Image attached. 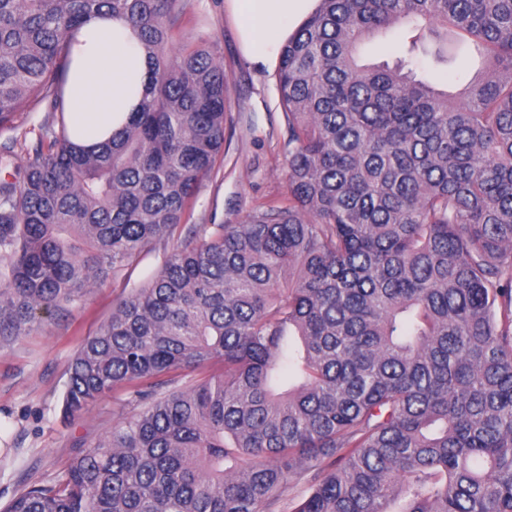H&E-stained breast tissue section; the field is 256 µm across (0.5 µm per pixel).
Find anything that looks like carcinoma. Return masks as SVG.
I'll list each match as a JSON object with an SVG mask.
<instances>
[{
  "label": "carcinoma",
  "instance_id": "cac0c4a2",
  "mask_svg": "<svg viewBox=\"0 0 512 512\" xmlns=\"http://www.w3.org/2000/svg\"><path fill=\"white\" fill-rule=\"evenodd\" d=\"M182 10L0 0V128L56 116L23 167L0 145V346L182 223L223 153L224 65L177 37ZM103 12L155 76L86 151L64 89ZM398 24L404 56L359 64ZM450 31L483 59L456 92L417 74ZM277 92L287 196L207 225L79 343L64 415L119 391L133 411L3 512H264L301 484L296 512H512V0H319Z\"/></svg>",
  "mask_w": 512,
  "mask_h": 512
}]
</instances>
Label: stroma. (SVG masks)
<instances>
[{"instance_id":"obj_1","label":"stroma","mask_w":512,"mask_h":512,"mask_svg":"<svg viewBox=\"0 0 512 512\" xmlns=\"http://www.w3.org/2000/svg\"><path fill=\"white\" fill-rule=\"evenodd\" d=\"M237 27L229 0L184 4L183 36L214 47L229 79L224 153L212 176L200 184L189 215L144 252L133 270L109 273L65 315L0 348V512L22 485L54 478L121 418L112 393L79 418L61 414L66 362L79 342L110 318L115 302L154 277L174 247L198 241L204 225L244 223L287 195L288 119L278 100L277 67L251 66L241 53ZM448 54L445 65L423 58L419 76L443 87L466 83L478 67L476 57L456 42ZM51 122L41 107L17 113L12 127L0 128V144L14 142L17 163H25L28 148Z\"/></svg>"}]
</instances>
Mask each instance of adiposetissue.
I'll return each mask as SVG.
<instances>
[{
  "instance_id": "obj_1",
  "label": "adipose tissue",
  "mask_w": 512,
  "mask_h": 512,
  "mask_svg": "<svg viewBox=\"0 0 512 512\" xmlns=\"http://www.w3.org/2000/svg\"><path fill=\"white\" fill-rule=\"evenodd\" d=\"M246 58L265 66L319 0H230ZM65 114L73 142L87 148L111 138L138 108L151 65L138 35L121 18L94 16L71 49Z\"/></svg>"
}]
</instances>
